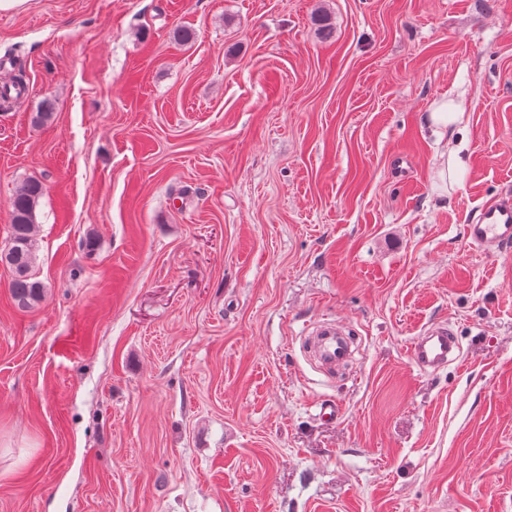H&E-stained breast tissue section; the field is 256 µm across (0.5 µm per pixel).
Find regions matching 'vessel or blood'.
I'll list each match as a JSON object with an SVG mask.
<instances>
[{
    "label": "vessel or blood",
    "instance_id": "vessel-or-blood-1",
    "mask_svg": "<svg viewBox=\"0 0 512 512\" xmlns=\"http://www.w3.org/2000/svg\"><path fill=\"white\" fill-rule=\"evenodd\" d=\"M469 244L487 251L500 252L512 247V197L485 201L472 214L466 228ZM310 335L316 336L322 356L328 362L344 357L346 347L335 322L313 323ZM459 349L452 329L444 324L425 327L410 345V354L419 370L430 371L455 361Z\"/></svg>",
    "mask_w": 512,
    "mask_h": 512
}]
</instances>
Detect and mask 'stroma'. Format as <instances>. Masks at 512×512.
<instances>
[{
	"label": "stroma",
	"mask_w": 512,
	"mask_h": 512,
	"mask_svg": "<svg viewBox=\"0 0 512 512\" xmlns=\"http://www.w3.org/2000/svg\"><path fill=\"white\" fill-rule=\"evenodd\" d=\"M16 66L0 250L39 180L46 295L0 264V512H512V252L464 238L512 195V0H27ZM464 116L465 112L461 105L448 98L433 103L428 114V121L432 127L437 129L440 140L446 133L448 134V144H450L457 133L461 132L460 125ZM308 336H317L322 356L330 363H336L345 356L346 347L342 340L336 336H342L343 330L336 327L334 321L315 322L311 325ZM459 352L452 329L444 324L425 327L410 345L412 361L421 371L435 370L455 361L459 358Z\"/></svg>",
	"instance_id": "obj_1"
}]
</instances>
